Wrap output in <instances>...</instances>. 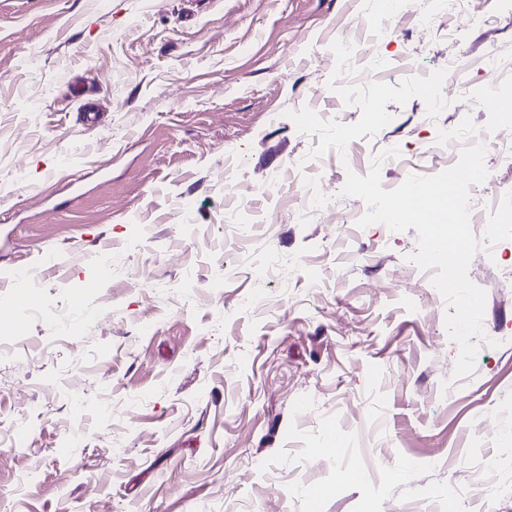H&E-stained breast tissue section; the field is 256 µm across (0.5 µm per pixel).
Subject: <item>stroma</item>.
Here are the masks:
<instances>
[{"label": "stroma", "instance_id": "1", "mask_svg": "<svg viewBox=\"0 0 512 512\" xmlns=\"http://www.w3.org/2000/svg\"><path fill=\"white\" fill-rule=\"evenodd\" d=\"M470 4L492 25L421 29L402 0H0V279L53 253L57 313L0 328V512H512V239L469 264L488 340L457 379L416 231L358 228L341 193L391 143L384 189L447 169L438 124L471 125L486 221L512 192L492 144L512 111L390 103L376 134L290 169L316 147L290 112L361 117L328 86L334 41L373 49L351 83L459 61L444 96L487 84L512 0ZM302 186L335 213L304 214ZM240 207L252 227L225 223Z\"/></svg>", "mask_w": 512, "mask_h": 512}]
</instances>
